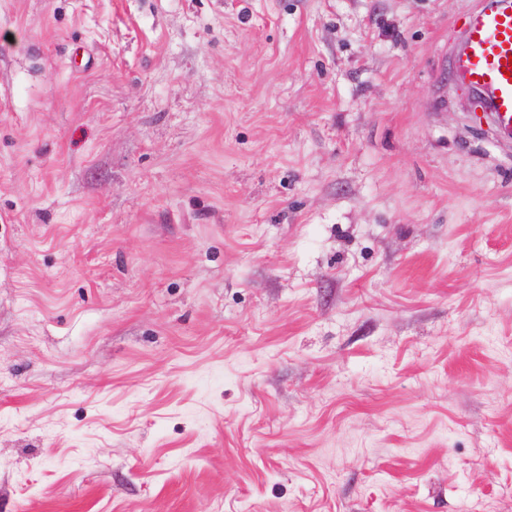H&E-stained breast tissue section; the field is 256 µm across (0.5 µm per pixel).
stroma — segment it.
<instances>
[{"mask_svg": "<svg viewBox=\"0 0 512 512\" xmlns=\"http://www.w3.org/2000/svg\"><path fill=\"white\" fill-rule=\"evenodd\" d=\"M474 4L0 0V512H512Z\"/></svg>", "mask_w": 512, "mask_h": 512, "instance_id": "stroma-1", "label": "stroma"}]
</instances>
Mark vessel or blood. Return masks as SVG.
Masks as SVG:
<instances>
[{"instance_id": "vessel-or-blood-1", "label": "vessel or blood", "mask_w": 512, "mask_h": 512, "mask_svg": "<svg viewBox=\"0 0 512 512\" xmlns=\"http://www.w3.org/2000/svg\"><path fill=\"white\" fill-rule=\"evenodd\" d=\"M512 0H476L456 57L460 82L477 97L497 140L512 142Z\"/></svg>"}]
</instances>
